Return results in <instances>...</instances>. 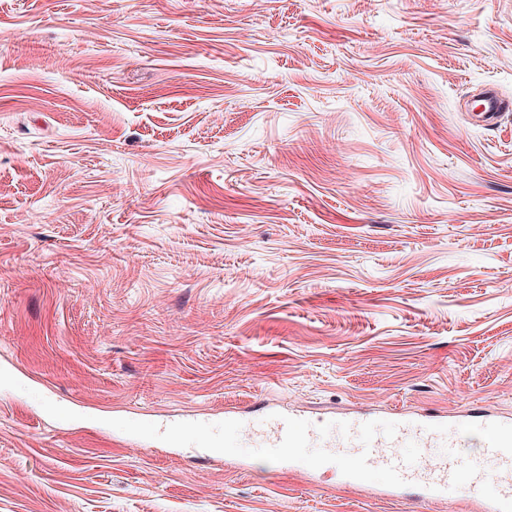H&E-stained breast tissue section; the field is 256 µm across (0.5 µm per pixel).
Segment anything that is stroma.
I'll return each mask as SVG.
<instances>
[{
    "label": "stroma",
    "mask_w": 512,
    "mask_h": 512,
    "mask_svg": "<svg viewBox=\"0 0 512 512\" xmlns=\"http://www.w3.org/2000/svg\"><path fill=\"white\" fill-rule=\"evenodd\" d=\"M488 87L512 0H0V512H476L166 436L512 416Z\"/></svg>",
    "instance_id": "obj_1"
}]
</instances>
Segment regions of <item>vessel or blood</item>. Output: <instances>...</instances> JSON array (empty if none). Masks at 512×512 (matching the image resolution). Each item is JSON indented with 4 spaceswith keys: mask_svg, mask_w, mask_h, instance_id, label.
Instances as JSON below:
<instances>
[{
    "mask_svg": "<svg viewBox=\"0 0 512 512\" xmlns=\"http://www.w3.org/2000/svg\"><path fill=\"white\" fill-rule=\"evenodd\" d=\"M469 426L485 439L482 460H465L459 452ZM192 432L199 446L222 447L228 457L262 448L284 458L287 469L332 470L346 485L380 474L392 494L413 486L425 503L464 497L481 502L484 512H512V418L485 409L454 416L375 410L332 416L319 427L305 414L272 404L263 418L237 425L224 444L206 425Z\"/></svg>",
    "mask_w": 512,
    "mask_h": 512,
    "instance_id": "b4317fda",
    "label": "vessel or blood"
}]
</instances>
